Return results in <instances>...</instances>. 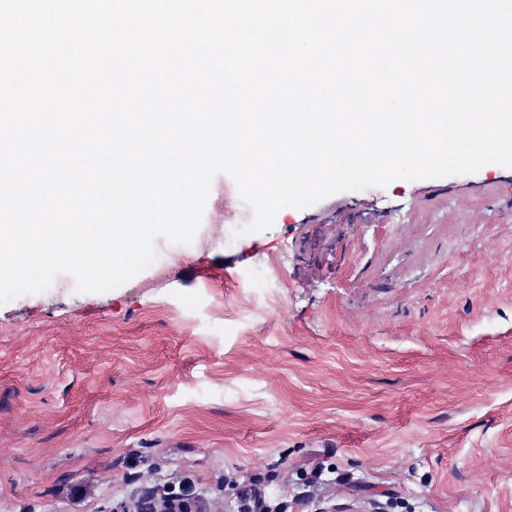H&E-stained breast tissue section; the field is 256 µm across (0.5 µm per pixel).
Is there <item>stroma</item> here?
Segmentation results:
<instances>
[{"mask_svg":"<svg viewBox=\"0 0 512 512\" xmlns=\"http://www.w3.org/2000/svg\"><path fill=\"white\" fill-rule=\"evenodd\" d=\"M250 217L217 175L182 256L0 305V512L152 473L223 480L212 512H512V169ZM279 507L271 506L254 488L238 489L237 512H278Z\"/></svg>","mask_w":512,"mask_h":512,"instance_id":"stroma-1","label":"stroma"}]
</instances>
